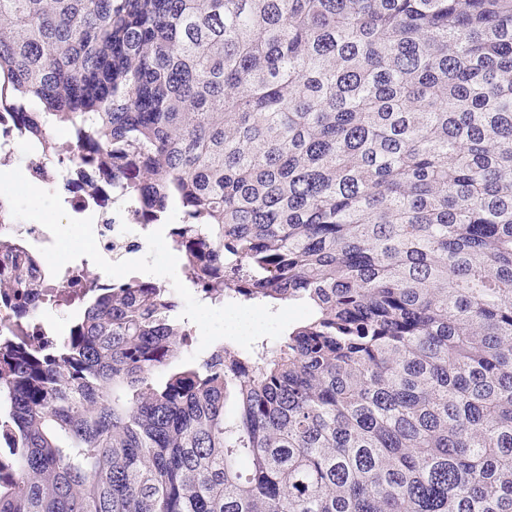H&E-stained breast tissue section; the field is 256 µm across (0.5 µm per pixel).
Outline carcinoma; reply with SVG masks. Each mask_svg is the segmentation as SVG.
I'll list each match as a JSON object with an SVG mask.
<instances>
[{
  "label": "carcinoma",
  "instance_id": "1",
  "mask_svg": "<svg viewBox=\"0 0 512 512\" xmlns=\"http://www.w3.org/2000/svg\"><path fill=\"white\" fill-rule=\"evenodd\" d=\"M23 137L109 163L182 283L312 314L191 363L168 287L0 295V512H512V0H0Z\"/></svg>",
  "mask_w": 512,
  "mask_h": 512
}]
</instances>
